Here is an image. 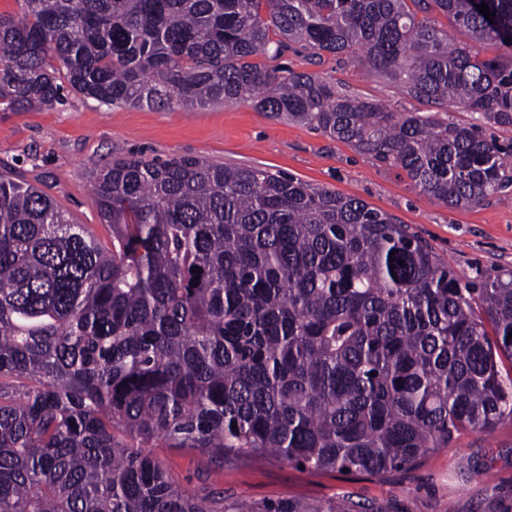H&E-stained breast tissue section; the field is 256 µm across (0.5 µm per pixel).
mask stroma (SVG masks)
<instances>
[{
  "instance_id": "obj_1",
  "label": "stroma",
  "mask_w": 512,
  "mask_h": 512,
  "mask_svg": "<svg viewBox=\"0 0 512 512\" xmlns=\"http://www.w3.org/2000/svg\"><path fill=\"white\" fill-rule=\"evenodd\" d=\"M258 63L320 74L358 98L397 112H439L458 125L472 112L437 108L406 96L399 84L355 61L292 46ZM202 157L228 166L279 170L314 187L365 201L391 215L465 282L512 268V187L479 205L452 209L420 193L399 167L356 151L311 126L274 121L250 102L151 109L114 107L81 96L37 111L0 116V164L46 193L76 224L102 240L109 234L92 201L87 173L115 158L163 162ZM185 489L201 485L204 457L157 449ZM225 493L247 500L348 496L371 512H512V423L493 433L461 434L451 447L429 452L410 470L383 476L313 471L258 459L225 469Z\"/></svg>"
}]
</instances>
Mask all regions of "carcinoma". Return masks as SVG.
Masks as SVG:
<instances>
[{
  "label": "carcinoma",
  "mask_w": 512,
  "mask_h": 512,
  "mask_svg": "<svg viewBox=\"0 0 512 512\" xmlns=\"http://www.w3.org/2000/svg\"><path fill=\"white\" fill-rule=\"evenodd\" d=\"M0 13V112L248 100L401 168L456 208L512 186V0H21ZM511 42H506V39ZM345 55L462 127L351 96L259 55ZM111 244L0 171V512H358L250 501L256 458L383 475L512 422V268L462 283L364 201L198 157L88 174ZM404 264H399V261ZM199 267L202 272L192 273ZM198 284H192V280ZM237 430H232V426ZM155 448L212 466L181 488Z\"/></svg>",
  "instance_id": "carcinoma-1"
}]
</instances>
